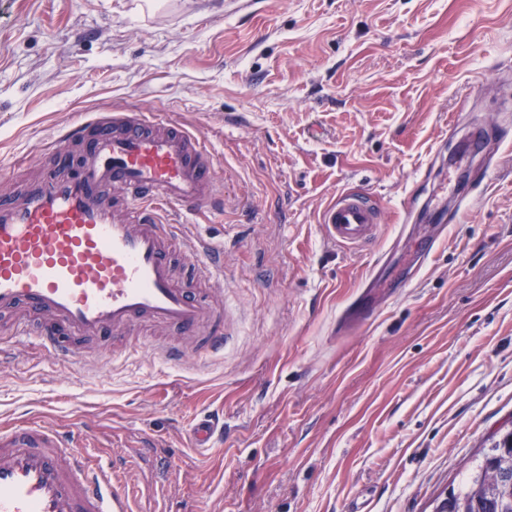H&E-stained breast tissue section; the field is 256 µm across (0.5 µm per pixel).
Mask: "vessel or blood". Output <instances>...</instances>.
Wrapping results in <instances>:
<instances>
[{"label":"vessel or blood","mask_w":512,"mask_h":512,"mask_svg":"<svg viewBox=\"0 0 512 512\" xmlns=\"http://www.w3.org/2000/svg\"><path fill=\"white\" fill-rule=\"evenodd\" d=\"M85 149L74 174L0 200V310L35 324L16 335L77 359L85 337L121 336L161 324L199 340L207 359L224 350V315L175 276L182 259L201 280L224 278V248L187 240L184 220L216 198L212 153L177 123L134 110L100 112L60 133ZM381 215L364 193L337 196L323 213L326 237L361 247ZM116 454L92 455L81 431L29 420L0 429V512H135Z\"/></svg>","instance_id":"vessel-or-blood-1"}]
</instances>
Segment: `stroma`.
<instances>
[{"label": "stroma", "mask_w": 512, "mask_h": 512, "mask_svg": "<svg viewBox=\"0 0 512 512\" xmlns=\"http://www.w3.org/2000/svg\"><path fill=\"white\" fill-rule=\"evenodd\" d=\"M113 109L214 154L223 198L183 232L224 245L199 283L224 355L169 363L154 326L70 361L23 339L0 425L127 454L140 512H432L512 429V0H0V196L72 173L56 137ZM348 191L382 213L363 248L321 227ZM360 299L377 317L343 326Z\"/></svg>", "instance_id": "35a3bbf8"}]
</instances>
